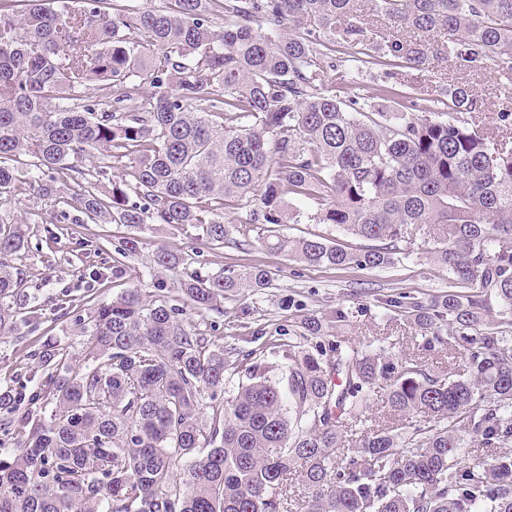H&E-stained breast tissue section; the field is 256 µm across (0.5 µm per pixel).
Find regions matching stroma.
Segmentation results:
<instances>
[{
	"instance_id": "obj_1",
	"label": "stroma",
	"mask_w": 512,
	"mask_h": 512,
	"mask_svg": "<svg viewBox=\"0 0 512 512\" xmlns=\"http://www.w3.org/2000/svg\"><path fill=\"white\" fill-rule=\"evenodd\" d=\"M405 74L396 93L409 100L456 81L454 68L443 64L409 68ZM382 80L378 69L352 76L346 61L325 70L326 91L343 100L359 87L373 91ZM466 84L479 97L481 112L488 118L512 98V82L490 73L472 75ZM76 216V211H62L53 198L29 191L0 208L1 220L25 227V246L15 263L27 272L24 286L11 302L13 324L0 333L1 391L31 392L42 387L46 371L40 358L53 350L67 353L72 367L82 368L85 336L81 327L100 304L129 288H149L157 282L175 291L185 270H154L151 259L160 249L191 257L193 268L205 274L229 266L272 272L274 286L266 294L225 300L219 313L186 312L187 318L216 339L230 335L245 348L261 347L267 332L277 327L295 338L301 332L302 316L327 319L340 308L349 319L337 328L338 338L363 343L381 340L392 345L396 355H413L422 342L418 330L405 317L379 307L377 298L398 293L422 297L448 288L447 272L425 258L420 239L412 256L394 267L360 271L309 266L255 242L215 246L189 226L157 225L138 233L121 224H82ZM131 236L138 240V253L129 259L122 276H113V248L121 238ZM286 297L294 299L293 307H282Z\"/></svg>"
}]
</instances>
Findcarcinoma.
<instances>
[{"label": "carcinoma", "mask_w": 512, "mask_h": 512, "mask_svg": "<svg viewBox=\"0 0 512 512\" xmlns=\"http://www.w3.org/2000/svg\"><path fill=\"white\" fill-rule=\"evenodd\" d=\"M367 11L388 23L376 41ZM344 51L388 80L401 63L512 74V0H0L1 204L33 190L85 224L191 226L213 245L237 243L224 223L236 207L257 242L338 269L391 267L430 239L450 289L379 303L413 321L422 350L464 363L430 373L418 354L324 344L317 317L301 321L312 353L219 345L183 318L264 294L266 269L187 272L181 306L132 288L97 308L84 368L54 355L43 388L19 392L31 426L0 451V512H512V453L462 459L512 442V107L485 123L457 84L394 112L376 93L341 100L324 64ZM310 222L369 245L271 229ZM24 241L23 225L0 224V330ZM136 249L115 246L113 275ZM271 357L288 364L284 388ZM377 395L402 432L341 446ZM294 472L306 493L292 499Z\"/></svg>", "instance_id": "carcinoma-1"}]
</instances>
